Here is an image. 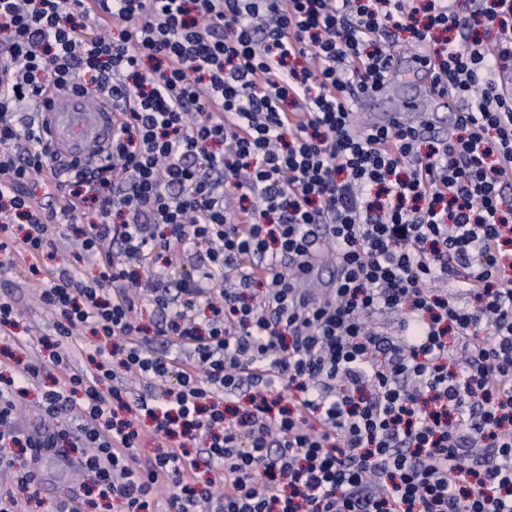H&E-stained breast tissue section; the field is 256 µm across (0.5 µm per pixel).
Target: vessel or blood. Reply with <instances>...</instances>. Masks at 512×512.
I'll return each instance as SVG.
<instances>
[{"instance_id":"vessel-or-blood-1","label":"vessel or blood","mask_w":512,"mask_h":512,"mask_svg":"<svg viewBox=\"0 0 512 512\" xmlns=\"http://www.w3.org/2000/svg\"><path fill=\"white\" fill-rule=\"evenodd\" d=\"M38 120L47 128L52 152L66 159L95 158L112 138V102L101 95H57L42 106Z\"/></svg>"}]
</instances>
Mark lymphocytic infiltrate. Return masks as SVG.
Listing matches in <instances>:
<instances>
[{
  "instance_id": "obj_1",
  "label": "lymphocytic infiltrate",
  "mask_w": 512,
  "mask_h": 512,
  "mask_svg": "<svg viewBox=\"0 0 512 512\" xmlns=\"http://www.w3.org/2000/svg\"><path fill=\"white\" fill-rule=\"evenodd\" d=\"M408 40L447 134L353 120ZM0 62V256L68 217L97 270L28 268L53 324L0 385V512L65 445L119 512H512V0H0ZM71 90L115 112L82 164L23 111ZM45 380L40 382L37 380L32 384L28 385L29 391L24 399L22 419L25 424L29 425L37 422L39 418L38 405L41 400V393Z\"/></svg>"
}]
</instances>
